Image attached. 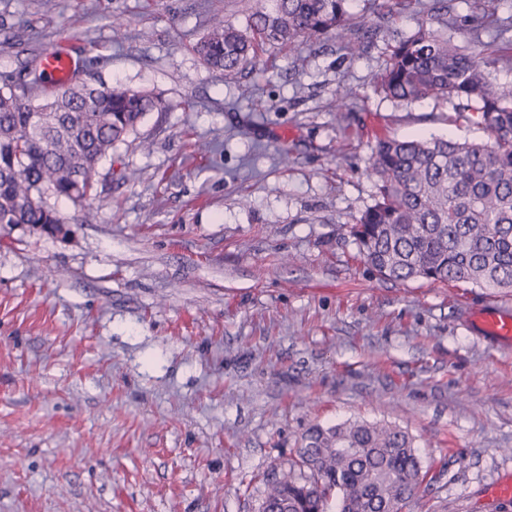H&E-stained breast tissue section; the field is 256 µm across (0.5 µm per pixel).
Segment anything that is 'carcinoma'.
I'll use <instances>...</instances> for the list:
<instances>
[{"label":"carcinoma","instance_id":"1","mask_svg":"<svg viewBox=\"0 0 512 512\" xmlns=\"http://www.w3.org/2000/svg\"><path fill=\"white\" fill-rule=\"evenodd\" d=\"M348 2L256 0L243 29L211 18L194 51L226 80L254 66L266 45L295 51L334 36L353 58L369 36L389 31L393 7L365 0L373 27L360 35ZM511 30L512 16L496 17L474 38ZM386 49L376 92L398 102H449L472 113L488 141L376 138L368 159L374 201L349 230L359 255L395 282L512 288V87L489 80L492 61L422 24L408 37L390 35ZM44 87L34 66L0 88V226L48 236L46 225L62 223L48 198H64L90 219L101 160L166 106L145 90L74 82L39 105L35 121L31 105ZM424 477L412 436L398 426L357 419L313 426L296 457L266 478L258 512H329L332 499L336 512H404Z\"/></svg>","mask_w":512,"mask_h":512}]
</instances>
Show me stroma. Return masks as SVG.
<instances>
[{"mask_svg":"<svg viewBox=\"0 0 512 512\" xmlns=\"http://www.w3.org/2000/svg\"><path fill=\"white\" fill-rule=\"evenodd\" d=\"M401 0L399 35L439 30ZM457 26L512 0H447ZM250 0H0V82L51 51L74 81L159 95L53 238L0 231V512H257L302 434L399 425L428 475L405 512H512V349L470 309L512 288L380 278L349 234L376 137L482 141L471 113L374 92L387 56L268 47L232 80L191 46ZM121 31H114V21Z\"/></svg>","mask_w":512,"mask_h":512,"instance_id":"35a3bbf8","label":"stroma"}]
</instances>
